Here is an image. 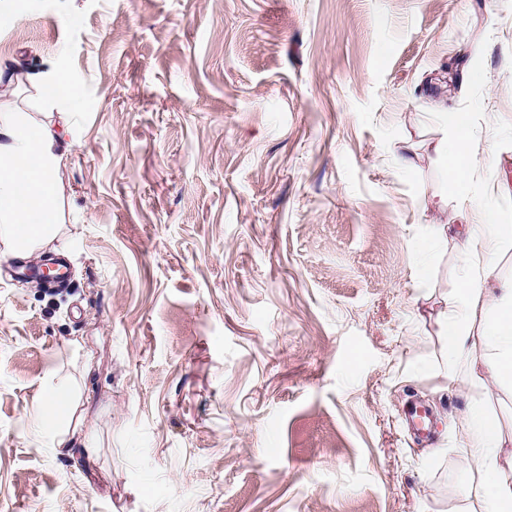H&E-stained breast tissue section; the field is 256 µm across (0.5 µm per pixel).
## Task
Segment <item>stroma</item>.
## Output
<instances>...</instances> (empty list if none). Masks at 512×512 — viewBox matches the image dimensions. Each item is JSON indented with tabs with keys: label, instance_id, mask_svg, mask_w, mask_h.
Segmentation results:
<instances>
[{
	"label": "stroma",
	"instance_id": "obj_1",
	"mask_svg": "<svg viewBox=\"0 0 512 512\" xmlns=\"http://www.w3.org/2000/svg\"><path fill=\"white\" fill-rule=\"evenodd\" d=\"M0 60L79 99L33 257L70 286L0 270V512H449L480 396L447 378L443 230L512 222V0H6ZM444 112L479 145L463 199ZM27 77L44 94V101L52 106L62 100H76L70 78L62 69L31 70L27 72ZM75 410L76 406L69 392L62 385L49 382L45 395L34 406L33 415L39 430L52 438L54 447L69 440L70 423ZM64 413L69 417L66 426L59 424V418Z\"/></svg>",
	"mask_w": 512,
	"mask_h": 512
}]
</instances>
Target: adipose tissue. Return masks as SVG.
Here are the masks:
<instances>
[{
    "instance_id": "adipose-tissue-1",
    "label": "adipose tissue",
    "mask_w": 512,
    "mask_h": 512,
    "mask_svg": "<svg viewBox=\"0 0 512 512\" xmlns=\"http://www.w3.org/2000/svg\"><path fill=\"white\" fill-rule=\"evenodd\" d=\"M454 135L440 147L454 191H465L477 144L466 114L452 113ZM63 156L57 150L54 125L24 112L0 110V243L13 254L28 255L52 241L58 222ZM512 245V224H485L467 229L461 249L462 274L443 322L448 353V376H465L473 386L492 379L512 397V281L490 280L492 252ZM488 354L473 355L474 340ZM76 406L60 384L49 383L33 409L39 430L53 446L63 445L71 433L60 425ZM454 452L469 475L459 512H512V460L504 453L499 420L477 410L456 427Z\"/></svg>"
}]
</instances>
